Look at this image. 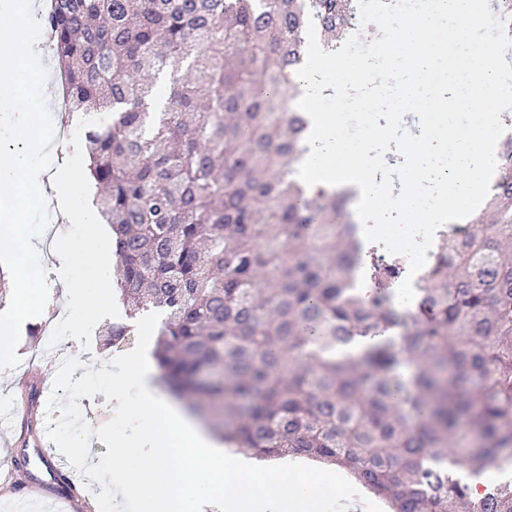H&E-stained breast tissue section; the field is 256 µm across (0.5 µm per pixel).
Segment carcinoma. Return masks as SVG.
I'll return each instance as SVG.
<instances>
[{
  "label": "carcinoma",
  "instance_id": "carcinoma-1",
  "mask_svg": "<svg viewBox=\"0 0 512 512\" xmlns=\"http://www.w3.org/2000/svg\"><path fill=\"white\" fill-rule=\"evenodd\" d=\"M507 19L512 0H490ZM358 0H56L69 110L110 109L82 150L103 191L128 318L162 311L153 356L190 409L242 453L345 464L393 512H512V177L465 235L408 266L368 247L329 192L289 178L309 127L290 71L303 33L347 34ZM170 80L159 115L149 104ZM114 324L109 348L129 335ZM366 342L357 356L346 351Z\"/></svg>",
  "mask_w": 512,
  "mask_h": 512
}]
</instances>
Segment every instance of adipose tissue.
<instances>
[{"label": "adipose tissue", "mask_w": 512, "mask_h": 512, "mask_svg": "<svg viewBox=\"0 0 512 512\" xmlns=\"http://www.w3.org/2000/svg\"><path fill=\"white\" fill-rule=\"evenodd\" d=\"M343 65L326 55L311 66L310 76L295 72L292 79L299 86L298 100L309 121L307 152L299 165V182L310 177L330 188L351 187L360 198L359 223L363 239L380 238L385 233V216L377 205L384 187L376 170L378 155L389 147L387 132L374 130L361 144L348 142L347 132L336 124V114L323 105L324 91L337 78Z\"/></svg>", "instance_id": "adipose-tissue-1"}]
</instances>
